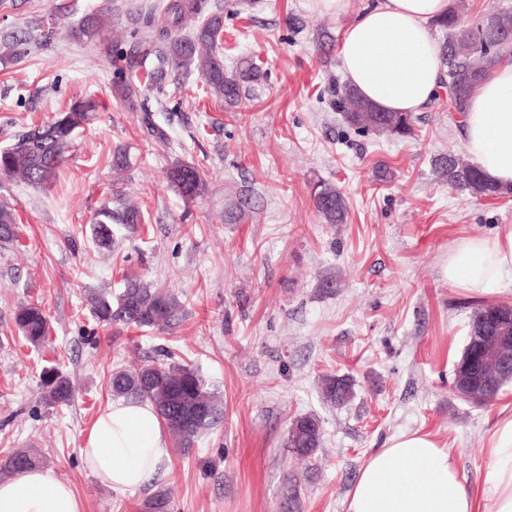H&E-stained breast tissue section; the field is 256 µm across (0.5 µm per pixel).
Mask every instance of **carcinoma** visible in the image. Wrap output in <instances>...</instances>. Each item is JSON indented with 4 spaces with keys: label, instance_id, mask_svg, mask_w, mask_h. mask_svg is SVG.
<instances>
[{
    "label": "carcinoma",
    "instance_id": "carcinoma-1",
    "mask_svg": "<svg viewBox=\"0 0 512 512\" xmlns=\"http://www.w3.org/2000/svg\"><path fill=\"white\" fill-rule=\"evenodd\" d=\"M205 9L204 0H167L160 12L150 9L146 23L154 34L137 42L136 48L125 57V69L133 80L115 82L120 97L135 108L146 112V124L151 133L163 136L161 127L149 118L152 108L140 102V88L145 86L161 91L176 76L192 70L206 81L210 91L224 99L230 107L241 98L246 83L257 80L260 71L246 64L239 71L224 74V15H207L188 36L179 31L188 15H199ZM459 16L454 8L434 22L445 31L447 42L443 55L448 70L441 80V95L449 108L457 113L466 109L475 85L486 75L492 62L512 51V11L490 17V22H479L467 29L458 28ZM154 56L157 66L141 71L145 60ZM331 105L340 112L345 124L358 131L378 135L407 137L413 134L412 115L381 112L347 83H336L332 88ZM99 103L94 100H76L68 109L58 113L50 122L18 135L14 142L0 152V176L16 177L27 184L48 189L57 180L64 163L66 149L75 132L89 121ZM434 169L448 186L479 199L486 195L501 196L509 190L488 181L472 164L454 153L435 160ZM169 181L184 197L192 198L204 190L197 165L177 161L169 170ZM121 178L112 180L113 205L103 206L91 224L92 238L103 249L113 241L115 224H141V210L123 201L118 188ZM315 210L327 224L345 223L348 203L343 192L329 183L317 186L312 196ZM17 237L16 217L12 208L0 203V242L8 244ZM91 311L98 322L112 326H135L158 331L171 327L182 312L178 297L135 276L125 279L117 295L94 293L89 296ZM14 321L23 338L33 346L41 345L49 336L50 324L41 305L27 303L18 306ZM475 372L489 382L484 400H493L503 384L496 376L493 364L477 363ZM112 396L151 402L167 428L176 437L180 453H190L196 443L224 418V403L198 372L172 360L168 351L163 358L151 360L135 368H117L110 377ZM72 384L68 377L56 371L48 372L42 380V400L48 405H66L72 398ZM351 394L350 384L343 378L327 376L322 380L323 398L336 405L345 402ZM320 421L305 415L295 419L289 430L288 443L295 458L311 457L320 447ZM41 458L29 449H17L0 462V478L38 467ZM141 512H171L170 493L158 489L141 504Z\"/></svg>",
    "mask_w": 512,
    "mask_h": 512
}]
</instances>
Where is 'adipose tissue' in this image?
<instances>
[{
	"instance_id": "ef3b65f1",
	"label": "adipose tissue",
	"mask_w": 512,
	"mask_h": 512,
	"mask_svg": "<svg viewBox=\"0 0 512 512\" xmlns=\"http://www.w3.org/2000/svg\"><path fill=\"white\" fill-rule=\"evenodd\" d=\"M340 21L338 67L359 94L384 112L421 111L436 95L442 58L432 22L448 0H312ZM463 145L492 183L512 186V61L496 63L459 116ZM450 284L473 296L512 290V225L467 237L448 251ZM492 462L482 494L491 512H512V416L490 437ZM85 469L117 497L146 487L170 460L152 404L117 399L99 415L80 450ZM345 512H477L450 449L428 433L389 439L361 466ZM0 512H83L71 485L32 468L0 480Z\"/></svg>"
}]
</instances>
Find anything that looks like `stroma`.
Listing matches in <instances>:
<instances>
[{
  "label": "stroma",
  "instance_id": "1",
  "mask_svg": "<svg viewBox=\"0 0 512 512\" xmlns=\"http://www.w3.org/2000/svg\"><path fill=\"white\" fill-rule=\"evenodd\" d=\"M154 0H0V150L53 119L73 101L100 108L73 138L53 187L0 177V199L15 210L20 238L0 245V459L15 449L40 455L70 483L84 512H140L146 491L117 498L83 467L80 450L112 401L117 367L156 348L196 369L224 401L223 423L190 455L172 451L154 487L171 492L173 512H344L366 458L392 437L420 430L455 454L477 512L490 465L488 440L512 414V383L477 404L452 389L476 308L512 306L511 293L479 298L449 284L448 250L512 225V196L474 199L448 187L434 158L463 153L457 114L432 100L413 116L414 133L386 137L348 128L328 102L343 81L335 16L310 0H208L224 14V70L258 63L236 106L208 93L198 73L147 91L153 119L115 96L121 56L148 34ZM103 19L90 38L71 30ZM55 22L50 38L41 26ZM124 149L126 197L144 221L114 227L110 249L90 224L109 199L112 157ZM199 166L205 189L188 199L168 183L174 160ZM392 177L379 182L378 165ZM322 183L349 201L346 223L327 224L312 193ZM139 275L175 293L182 318L170 332L99 324L88 292L119 293ZM335 276L332 290L320 288ZM36 303L51 334L28 344L13 312ZM54 368L74 386L70 404L40 399ZM348 379L342 405L323 401L324 376ZM313 414L323 438L299 462L288 444L293 420Z\"/></svg>",
  "mask_w": 512,
  "mask_h": 512
}]
</instances>
